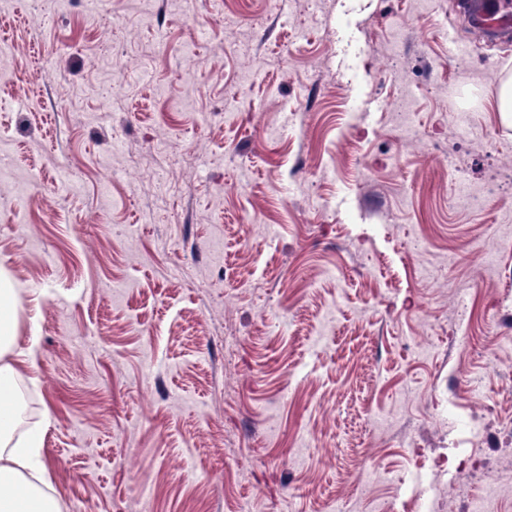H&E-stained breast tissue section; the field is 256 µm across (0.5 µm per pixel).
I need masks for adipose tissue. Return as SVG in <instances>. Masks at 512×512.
<instances>
[{
  "label": "adipose tissue",
  "mask_w": 512,
  "mask_h": 512,
  "mask_svg": "<svg viewBox=\"0 0 512 512\" xmlns=\"http://www.w3.org/2000/svg\"><path fill=\"white\" fill-rule=\"evenodd\" d=\"M21 307L14 288L0 281V385L15 381L20 375L37 374L35 354L16 361L12 355L15 338L10 322ZM18 418L16 402L0 401V512H59L37 486L42 479L38 438L12 433Z\"/></svg>",
  "instance_id": "adipose-tissue-1"
}]
</instances>
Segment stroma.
Returning <instances> with one entry per match:
<instances>
[{
  "mask_svg": "<svg viewBox=\"0 0 512 512\" xmlns=\"http://www.w3.org/2000/svg\"><path fill=\"white\" fill-rule=\"evenodd\" d=\"M508 76L465 0H0L17 428L61 512L481 502L512 461Z\"/></svg>",
  "mask_w": 512,
  "mask_h": 512,
  "instance_id": "35a3bbf8",
  "label": "stroma"
}]
</instances>
